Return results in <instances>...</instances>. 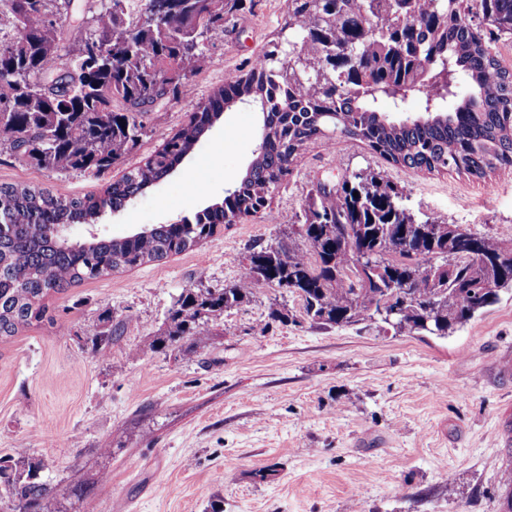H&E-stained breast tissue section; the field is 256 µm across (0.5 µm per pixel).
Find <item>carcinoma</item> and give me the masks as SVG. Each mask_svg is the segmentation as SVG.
I'll list each match as a JSON object with an SVG mask.
<instances>
[{"instance_id": "cac0c4a2", "label": "carcinoma", "mask_w": 512, "mask_h": 512, "mask_svg": "<svg viewBox=\"0 0 512 512\" xmlns=\"http://www.w3.org/2000/svg\"><path fill=\"white\" fill-rule=\"evenodd\" d=\"M17 0H0L9 31L0 35V151L55 172L101 173L132 149L144 133L148 108L163 100L167 85L207 66L208 34L224 25L238 0H191L179 13L168 0H100L86 17L85 35L68 57L60 54L71 26V0H35L20 14ZM288 21L301 31L288 57L279 46L260 55L242 85H225L203 103L200 114L166 138L144 166L128 171L104 194L61 198L28 185H1L0 212L15 227L0 234V339L47 318L44 299L87 279L160 261L192 250L219 225L269 201L309 141L337 133L364 143L394 165L429 172L455 170L476 181L512 166V71L503 67L494 39L477 33L478 17L497 36L512 38V0H384L378 12L368 0H338L316 10L307 0H288ZM335 35L330 50L355 45V60L328 68L306 38ZM89 64L84 43H97ZM417 103L406 114V103ZM252 103L262 112L258 151L223 205H210L179 224H158L118 238L71 240L53 225L89 224L102 210L119 209L169 176L208 132L209 118L231 103ZM400 191L372 173L356 172L335 189L316 183L309 192L306 238L320 252L262 248L243 265L237 282L221 289L189 288L169 311L157 348L194 353L208 322L250 295L260 279L285 281L300 293L313 324L387 325L394 334L446 338L512 291V244L462 226L464 245L440 237L399 236L413 216L398 205ZM440 228L425 219L416 222ZM398 265L414 278L393 288L376 273ZM375 278V290L394 297L397 312L383 319L375 299L355 288L349 271ZM39 461L0 457V493L18 502L17 512H59L41 480Z\"/></svg>"}]
</instances>
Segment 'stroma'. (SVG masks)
<instances>
[{"instance_id":"35a3bbf8","label":"stroma","mask_w":512,"mask_h":512,"mask_svg":"<svg viewBox=\"0 0 512 512\" xmlns=\"http://www.w3.org/2000/svg\"><path fill=\"white\" fill-rule=\"evenodd\" d=\"M287 17L288 0H242L213 31L207 67L148 112L145 134L109 170L51 172L3 152L0 184L103 193L271 42L297 40ZM261 126L255 105L224 110L176 171L119 212L76 225L75 239L122 237L222 201ZM359 171L392 181L415 217L512 243V168L476 181L391 164L340 134L307 142L257 216L197 249L50 295V320L0 340V455L41 461L61 512H501L511 294L438 339L313 325L296 294L260 285L210 323L194 355L152 346L184 289L235 283L244 257L266 246L307 249L288 231L303 223L311 186ZM274 307L288 321H270ZM107 316L112 341L94 347L88 332Z\"/></svg>"}]
</instances>
